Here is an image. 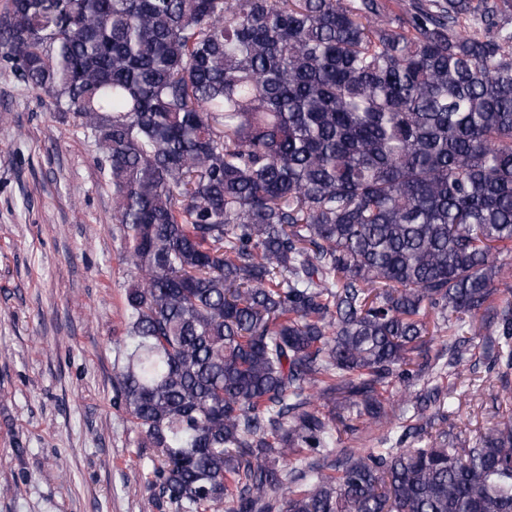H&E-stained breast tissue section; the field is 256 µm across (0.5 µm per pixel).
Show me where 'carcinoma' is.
Instances as JSON below:
<instances>
[{"label": "carcinoma", "mask_w": 512, "mask_h": 512, "mask_svg": "<svg viewBox=\"0 0 512 512\" xmlns=\"http://www.w3.org/2000/svg\"><path fill=\"white\" fill-rule=\"evenodd\" d=\"M0 44L112 185L160 512H512L511 417L427 431L476 357L512 402V0H10ZM381 430L375 426L359 424V428L352 435H343L337 448H377V438Z\"/></svg>", "instance_id": "carcinoma-1"}]
</instances>
